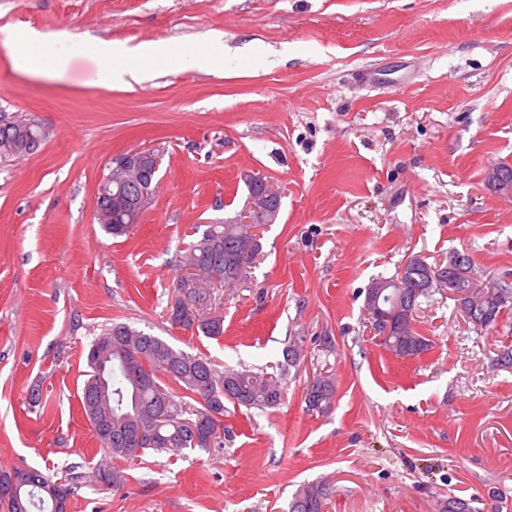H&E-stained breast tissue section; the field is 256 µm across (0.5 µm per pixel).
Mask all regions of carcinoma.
Masks as SVG:
<instances>
[{"label":"carcinoma","mask_w":512,"mask_h":512,"mask_svg":"<svg viewBox=\"0 0 512 512\" xmlns=\"http://www.w3.org/2000/svg\"><path fill=\"white\" fill-rule=\"evenodd\" d=\"M44 140L34 118L14 116L9 124L0 123V159L32 154ZM105 202L108 211L97 217V223L115 237L127 234L142 217L126 206L123 195L115 189L108 191ZM268 220V214L262 212L256 214L254 224L208 225L200 238L181 250L180 267L204 268L226 286L241 284L260 250V240L250 231ZM248 242L252 253L241 265L238 246ZM471 290L476 298L477 328H496L501 313L512 306L500 302L504 294L512 297V283L499 280L490 286L474 284ZM188 293L195 312L183 329L210 338L224 335V317L217 313L215 289L190 285ZM419 304L418 300H403L395 290L380 297V308L392 320L389 334L380 337V345L397 357H418L431 348L430 340L407 321ZM303 342L302 336L288 341V365L300 362ZM86 359L89 371L80 397L81 408L100 447L112 458L132 461L148 451L222 448L226 403L249 409L274 408L284 397L282 378L272 373L229 368L220 371L207 357L177 350L125 323H114L97 336L88 347ZM335 396L334 375L321 372L305 386V407L311 413L325 414L332 409ZM139 432L147 440L140 452L132 455L127 439ZM83 479L72 469L58 477L36 468H1L0 509L64 512ZM96 479L114 488L123 483V475L103 463L96 469ZM333 493L334 486L325 481L304 483L289 500L288 512H323ZM441 512H479V508L472 499L450 496L442 503Z\"/></svg>","instance_id":"carcinoma-1"}]
</instances>
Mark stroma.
Listing matches in <instances>:
<instances>
[{
	"label": "stroma",
	"mask_w": 512,
	"mask_h": 512,
	"mask_svg": "<svg viewBox=\"0 0 512 512\" xmlns=\"http://www.w3.org/2000/svg\"><path fill=\"white\" fill-rule=\"evenodd\" d=\"M30 28L68 32L75 60L62 83L16 71L0 43V110L46 130L0 162V466L77 468L70 512H286L322 479L325 512H440L492 490L512 512V368L496 363L512 309L484 332L433 293L416 358L379 346L364 309L372 281L414 256L458 250L482 281H512V195L486 183L512 166V0H0V36ZM94 36L180 54L101 86ZM216 38L221 66L199 63ZM141 148L165 152L158 188L115 237L97 189ZM247 172L285 195L210 339L168 320L179 252L242 209ZM115 323L221 370L284 374V402L229 407L223 447L112 460V491L93 479L80 397L86 351ZM292 336L304 357L289 366ZM323 369L335 404L311 415L304 387Z\"/></svg>",
	"instance_id": "1"
}]
</instances>
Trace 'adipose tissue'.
Masks as SVG:
<instances>
[{"mask_svg":"<svg viewBox=\"0 0 512 512\" xmlns=\"http://www.w3.org/2000/svg\"><path fill=\"white\" fill-rule=\"evenodd\" d=\"M6 43L17 71L40 72L56 81L67 79L72 54L65 37L50 39L32 30L7 37ZM91 51L101 63L96 80L104 86L116 79L126 84L143 82L152 74L160 54L177 53L172 46L143 43L119 47L102 38L94 41Z\"/></svg>","mask_w":512,"mask_h":512,"instance_id":"obj_1","label":"adipose tissue"}]
</instances>
